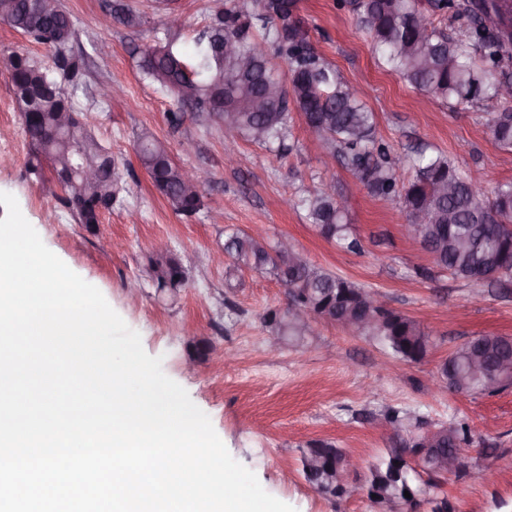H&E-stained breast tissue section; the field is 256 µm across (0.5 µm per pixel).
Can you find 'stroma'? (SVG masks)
<instances>
[{
	"label": "stroma",
	"mask_w": 512,
	"mask_h": 512,
	"mask_svg": "<svg viewBox=\"0 0 512 512\" xmlns=\"http://www.w3.org/2000/svg\"><path fill=\"white\" fill-rule=\"evenodd\" d=\"M104 2L61 0L80 33L74 50L84 59L85 85L75 102L120 163V204L88 227L56 199L50 177L29 174L30 147L1 64L0 191L16 197L43 243L139 333L145 352L162 357L164 373L210 418L233 458L296 512H372L363 492L335 500L319 494L304 480L300 457L320 439L363 464L376 462L391 442L384 419L391 409L428 423L465 420L480 452L443 479L442 496L452 512H512V389L463 396L434 386L437 366L469 337L512 336V281L475 284L435 267L402 231L401 197H377L356 184L300 112L292 114L284 147L240 143L234 165L224 160L220 125L189 118L169 126L165 114L174 102L141 79L135 54L162 37V12L154 0H128L144 12V25L105 30L97 23ZM298 14L315 48L358 87L375 115L377 139L400 162L402 180L413 177L411 161L422 150L446 154L486 193L512 182V151L501 149L487 127L499 103L455 105L414 90L383 68L341 0H299ZM100 40L112 47L108 58L93 49ZM106 81L122 86L121 98L97 97ZM145 130L166 143L177 164L201 176L203 205L195 215L175 213L140 165L135 143ZM325 183L344 198L357 250L318 235L305 211L290 205L302 190ZM255 226L272 241L288 236L315 267L378 292L417 320L431 336L428 356L417 364L390 358L374 342L325 321L304 348L276 339L264 315L285 305L284 287L247 269L225 285L224 267L214 260L230 232ZM166 252L185 268V283L174 293L159 289L148 270L150 256ZM202 344L209 351L200 358Z\"/></svg>",
	"instance_id": "1"
}]
</instances>
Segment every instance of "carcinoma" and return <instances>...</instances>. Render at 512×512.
Listing matches in <instances>:
<instances>
[{
    "instance_id": "carcinoma-1",
    "label": "carcinoma",
    "mask_w": 512,
    "mask_h": 512,
    "mask_svg": "<svg viewBox=\"0 0 512 512\" xmlns=\"http://www.w3.org/2000/svg\"><path fill=\"white\" fill-rule=\"evenodd\" d=\"M47 0H0V20L45 48V55L34 58L20 51L7 56L13 93L18 104L36 94L35 109L19 108L22 133L33 148L29 171L51 169L73 161L67 141L104 150L89 131L67 134L58 123L59 111L78 115L74 94L84 85L83 61L72 52L79 30L70 15L57 7L43 8ZM209 21L187 50L177 45L175 27L164 38L140 51L138 67L143 78L169 93L177 110L167 114L171 126L183 124L190 112L197 121H219L221 111L212 103V90L224 82L230 61L218 48L233 43L237 55L249 61L239 79L237 101L231 118L235 139L283 146L290 132L288 106L263 97L268 84L292 89L293 102L305 122L314 129L330 153L341 151L353 178L373 195L390 197L397 192L400 176L396 161L375 138L374 114L369 112L356 89L315 50L303 20L293 13V0H253L247 12L214 0ZM356 14L361 28L381 51L388 70L414 89L459 104L471 103L486 95L502 96L509 80L497 78L502 64L512 61V0H431V6L446 10L462 21L461 31L449 37L429 27L416 0H343ZM104 10L112 22L129 29L143 24V17L124 0H108ZM495 142L512 148V110L495 113L489 120ZM137 158L156 190L171 208L186 217L203 206L201 191L184 189L182 166L175 163L166 147L145 130L136 143ZM415 174L403 189L408 222L421 220L425 235L418 243L432 256L437 267L470 282L512 280V182L500 185L486 197L480 186L459 175L448 160L438 154L414 161ZM60 190L64 207L81 224L100 221L103 192L118 196L120 169H103L99 182L90 184L75 174ZM309 223L327 240L357 246L350 238L347 214L338 206L332 187L308 192L299 200ZM229 261L224 263V281L235 280L244 269L269 274L286 288L291 300L318 317L339 326H356L355 332L380 345L391 356L409 363L426 357L432 343L413 318L388 306L373 310L368 318L365 296L369 291L352 281L329 274L304 260L292 265L290 254L250 233L233 231L224 242ZM150 272L161 288H180L185 270L180 261L166 254L150 260ZM265 322L277 335L288 338L295 347L310 337L309 324L288 319L287 313L269 312ZM474 350L490 358L512 357V336L484 333L470 337L448 356V389L466 394L476 392V382L465 378L467 358ZM393 442L380 460L368 468L361 488L375 512H386L384 495L396 496L395 512H417L441 488L440 480L417 469L418 462L408 453V439L402 432L412 424L396 413L386 416ZM450 434L439 437L437 454L447 455L468 446L474 438L463 420L447 422ZM346 453L335 444L314 440L303 450L301 472L305 480L314 477L322 493L335 498L343 492L329 490L328 478L344 461ZM427 479H422V476ZM410 497H405L404 492Z\"/></svg>"
}]
</instances>
